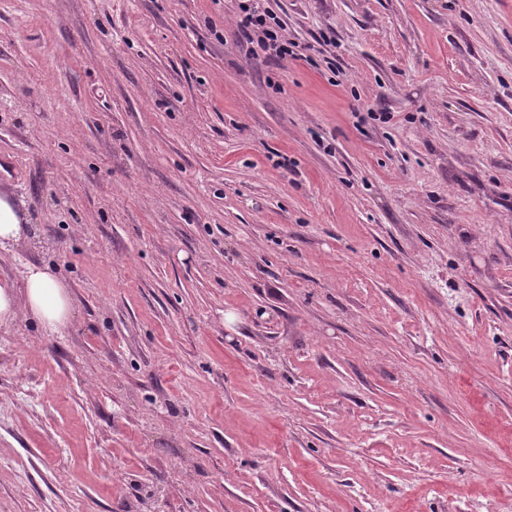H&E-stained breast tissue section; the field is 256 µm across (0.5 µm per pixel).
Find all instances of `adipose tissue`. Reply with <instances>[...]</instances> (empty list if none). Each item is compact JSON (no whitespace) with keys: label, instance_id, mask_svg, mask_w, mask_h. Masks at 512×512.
Returning <instances> with one entry per match:
<instances>
[{"label":"adipose tissue","instance_id":"ef3b65f1","mask_svg":"<svg viewBox=\"0 0 512 512\" xmlns=\"http://www.w3.org/2000/svg\"><path fill=\"white\" fill-rule=\"evenodd\" d=\"M21 311L55 331L70 320L72 305L65 285L49 268L32 266L23 292L0 283V322L14 319Z\"/></svg>","mask_w":512,"mask_h":512}]
</instances>
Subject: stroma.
<instances>
[{"mask_svg":"<svg viewBox=\"0 0 512 512\" xmlns=\"http://www.w3.org/2000/svg\"><path fill=\"white\" fill-rule=\"evenodd\" d=\"M0 0V512H512V0ZM238 17L241 37L249 41L250 44L256 43L264 54L272 50L273 55L287 62L288 57L291 59L307 58L296 52L297 45L286 39L270 24V20L275 21V18L271 17L268 11H262L254 1H242ZM26 219L7 194L0 193V246L18 242L27 235ZM21 295V308L50 331L66 325L72 314L67 288L48 267L30 266ZM15 289L12 285L0 283V323L17 316L20 305Z\"/></svg>","mask_w":512,"mask_h":512,"instance_id":"stroma-1","label":"stroma"}]
</instances>
